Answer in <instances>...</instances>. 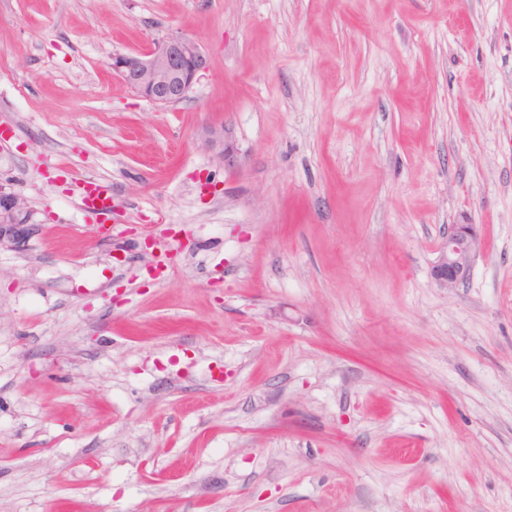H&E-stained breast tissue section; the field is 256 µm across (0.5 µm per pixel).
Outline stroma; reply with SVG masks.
<instances>
[{"mask_svg": "<svg viewBox=\"0 0 512 512\" xmlns=\"http://www.w3.org/2000/svg\"><path fill=\"white\" fill-rule=\"evenodd\" d=\"M1 180L0 512H512V0H0ZM207 68L200 46L179 35L156 39L140 55L112 56V72L133 92L158 106L185 100ZM81 208L89 215H99L108 210L107 222L112 223V189L98 181H85L79 196ZM36 226L28 200L11 184L0 182V250H20ZM481 245L473 224L450 225L448 236L434 266V276L440 285L455 288L465 283L469 279Z\"/></svg>", "mask_w": 512, "mask_h": 512, "instance_id": "35a3bbf8", "label": "stroma"}]
</instances>
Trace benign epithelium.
Segmentation results:
<instances>
[{"label": "benign epithelium", "mask_w": 512, "mask_h": 512, "mask_svg": "<svg viewBox=\"0 0 512 512\" xmlns=\"http://www.w3.org/2000/svg\"><path fill=\"white\" fill-rule=\"evenodd\" d=\"M207 68L208 60L200 46L179 35L159 38L139 55H112V72L133 92L158 106L185 100ZM35 227L28 200L10 184L0 182V250L21 249ZM480 250L474 225H450L434 266L435 279L445 288L465 283Z\"/></svg>", "instance_id": "benign-epithelium-1"}]
</instances>
